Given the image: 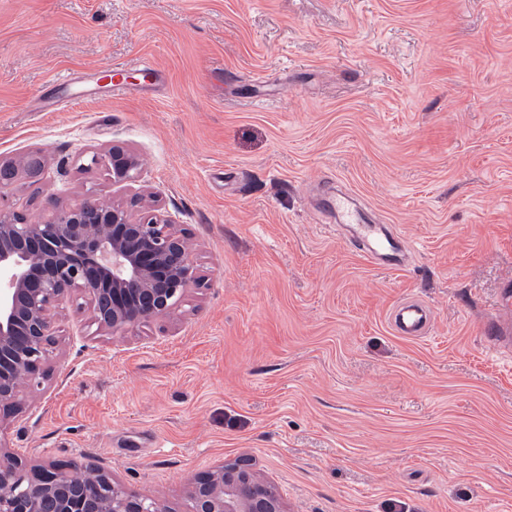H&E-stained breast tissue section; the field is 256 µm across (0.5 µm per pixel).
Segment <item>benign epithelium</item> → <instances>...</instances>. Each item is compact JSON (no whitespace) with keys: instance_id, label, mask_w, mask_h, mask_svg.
I'll list each match as a JSON object with an SVG mask.
<instances>
[{"instance_id":"obj_1","label":"benign epithelium","mask_w":512,"mask_h":512,"mask_svg":"<svg viewBox=\"0 0 512 512\" xmlns=\"http://www.w3.org/2000/svg\"><path fill=\"white\" fill-rule=\"evenodd\" d=\"M80 167L106 165L112 180L136 177L139 162L119 149L80 156ZM44 158L0 163V190L19 173L38 176ZM188 232L156 209L135 214L87 196L32 221L0 209V423L47 377L57 346L55 322L66 302L88 323L124 337L170 318L187 293L204 285ZM188 512H287L275 487L248 457L188 480ZM0 512H167L156 498L129 492L103 460L31 464L0 448Z\"/></svg>"}]
</instances>
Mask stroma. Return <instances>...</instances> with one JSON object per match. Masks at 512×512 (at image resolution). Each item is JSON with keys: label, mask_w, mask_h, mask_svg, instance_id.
Returning <instances> with one entry per match:
<instances>
[{"label": "stroma", "mask_w": 512, "mask_h": 512, "mask_svg": "<svg viewBox=\"0 0 512 512\" xmlns=\"http://www.w3.org/2000/svg\"><path fill=\"white\" fill-rule=\"evenodd\" d=\"M140 57L157 84L48 110L58 73ZM115 146L135 181L80 168ZM36 152L0 208L149 196L205 286L124 339L66 304L0 446L102 458L169 512L240 456L288 512H512V358L484 340L512 276V0H0V160ZM338 190L405 235V268L349 243ZM407 297L429 337L391 327Z\"/></svg>", "instance_id": "obj_1"}]
</instances>
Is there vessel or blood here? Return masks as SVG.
<instances>
[{
	"label": "vessel or blood",
	"mask_w": 512,
	"mask_h": 512,
	"mask_svg": "<svg viewBox=\"0 0 512 512\" xmlns=\"http://www.w3.org/2000/svg\"><path fill=\"white\" fill-rule=\"evenodd\" d=\"M337 223L348 225L353 242L367 245L368 261L389 258L400 261L406 240L396 231H389L380 224L366 223L356 210L349 195L339 194L328 204ZM433 324V312L424 302L407 298L394 309L391 325L402 336L418 337L427 333ZM486 333L493 348L500 353L512 351V276L506 277L499 290L495 313L488 318Z\"/></svg>",
	"instance_id": "vessel-or-blood-1"
}]
</instances>
